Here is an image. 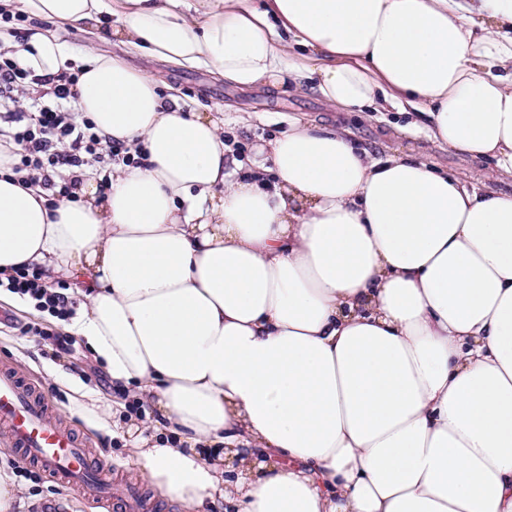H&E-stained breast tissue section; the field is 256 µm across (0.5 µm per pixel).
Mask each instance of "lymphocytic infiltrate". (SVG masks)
Returning <instances> with one entry per match:
<instances>
[{"mask_svg":"<svg viewBox=\"0 0 512 512\" xmlns=\"http://www.w3.org/2000/svg\"><path fill=\"white\" fill-rule=\"evenodd\" d=\"M78 79L75 73L56 79L34 75L14 55L0 52V141L18 145L15 171L28 172L58 202L72 199L79 168L95 167L99 188L106 191L113 165L135 162L128 147L103 140L90 119L77 115ZM0 289L29 298L37 310L58 319L73 313V302L48 291L33 264L16 269Z\"/></svg>","mask_w":512,"mask_h":512,"instance_id":"lymphocytic-infiltrate-1","label":"lymphocytic infiltrate"}]
</instances>
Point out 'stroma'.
<instances>
[{"mask_svg":"<svg viewBox=\"0 0 512 512\" xmlns=\"http://www.w3.org/2000/svg\"><path fill=\"white\" fill-rule=\"evenodd\" d=\"M130 63L149 70L160 88L174 86L199 104L214 110L227 109L231 122L224 129L225 137L245 147L247 156L254 159L268 140L287 130L289 117L299 116L319 127L350 128L359 144L379 157L421 154L440 168L461 176L476 166L475 161L429 141L422 132L416 131L415 126L422 118L413 112L389 111L363 120L354 112L330 111L311 92L273 90L264 85L241 89L207 70H184L139 56L131 58ZM410 126L415 129L411 135L406 132ZM0 313L11 319L10 324L0 327V368L28 379L47 397L53 414L83 438L99 465L102 478L118 489L127 484L142 485V478L127 462L129 452L124 441L90 427L70 411L74 396L70 380L79 381L85 391L101 399L111 396L105 384L107 373L93 360L86 345L77 343L73 355L55 357L50 343H36L34 336L21 332L25 325L39 328L52 325L50 316L14 304L5 296L0 298ZM21 485L24 490L21 512H44L50 502L65 505L66 512H118L113 504H102L79 495L65 480L52 479L42 473L36 480H22Z\"/></svg>","mask_w":512,"mask_h":512,"instance_id":"35a3bbf8","label":"stroma"}]
</instances>
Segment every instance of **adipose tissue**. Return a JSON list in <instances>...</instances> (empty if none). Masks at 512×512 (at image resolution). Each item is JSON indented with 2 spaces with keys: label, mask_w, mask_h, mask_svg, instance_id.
<instances>
[{
  "label": "adipose tissue",
  "mask_w": 512,
  "mask_h": 512,
  "mask_svg": "<svg viewBox=\"0 0 512 512\" xmlns=\"http://www.w3.org/2000/svg\"><path fill=\"white\" fill-rule=\"evenodd\" d=\"M34 74L85 47L76 112L141 148L51 203L0 149V277L70 281L64 327L149 404L129 456L180 512H512V193L295 119L245 168L131 55L334 112L412 109L512 178V0H0ZM260 450L253 460L251 450ZM238 456L226 475L225 454Z\"/></svg>",
  "instance_id": "adipose-tissue-1"
}]
</instances>
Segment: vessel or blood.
Returning <instances> with one entry per match:
<instances>
[{
  "mask_svg": "<svg viewBox=\"0 0 512 512\" xmlns=\"http://www.w3.org/2000/svg\"><path fill=\"white\" fill-rule=\"evenodd\" d=\"M0 426L42 471L67 480L84 496L111 500L112 487L98 479V467L84 444L52 419L44 398L7 371L0 372Z\"/></svg>",
  "mask_w": 512,
  "mask_h": 512,
  "instance_id": "vessel-or-blood-1",
  "label": "vessel or blood"
}]
</instances>
